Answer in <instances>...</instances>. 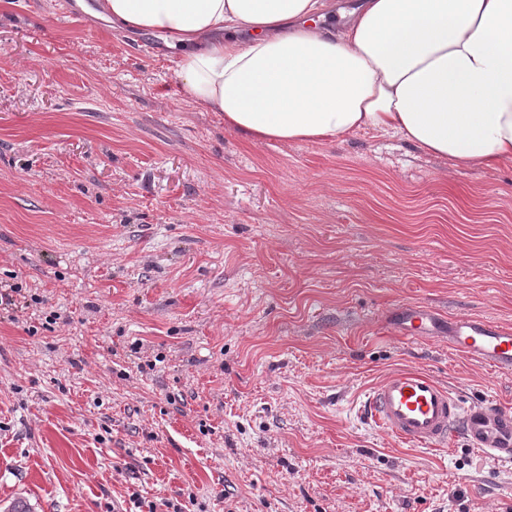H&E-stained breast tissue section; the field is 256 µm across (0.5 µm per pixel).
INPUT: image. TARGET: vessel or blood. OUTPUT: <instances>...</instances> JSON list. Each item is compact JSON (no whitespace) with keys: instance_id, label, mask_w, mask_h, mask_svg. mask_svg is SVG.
Instances as JSON below:
<instances>
[{"instance_id":"vessel-or-blood-1","label":"vessel or blood","mask_w":512,"mask_h":512,"mask_svg":"<svg viewBox=\"0 0 512 512\" xmlns=\"http://www.w3.org/2000/svg\"><path fill=\"white\" fill-rule=\"evenodd\" d=\"M450 344L467 358L512 373V330L483 317L454 320ZM365 407L390 434L428 448L462 434L468 445L497 462L512 461V412L492 405L464 407L453 392L433 377L412 368L390 374L372 388Z\"/></svg>"}]
</instances>
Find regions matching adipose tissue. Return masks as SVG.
I'll return each instance as SVG.
<instances>
[{"label": "adipose tissue", "mask_w": 512, "mask_h": 512, "mask_svg": "<svg viewBox=\"0 0 512 512\" xmlns=\"http://www.w3.org/2000/svg\"><path fill=\"white\" fill-rule=\"evenodd\" d=\"M176 49L197 106L257 143L399 136L453 169L512 162V0H102Z\"/></svg>", "instance_id": "ef3b65f1"}]
</instances>
